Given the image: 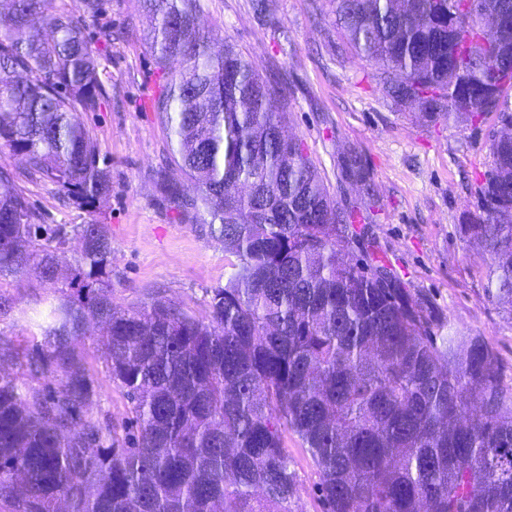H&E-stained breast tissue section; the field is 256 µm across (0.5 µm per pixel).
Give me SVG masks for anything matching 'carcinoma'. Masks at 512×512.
<instances>
[{"instance_id":"obj_1","label":"carcinoma","mask_w":512,"mask_h":512,"mask_svg":"<svg viewBox=\"0 0 512 512\" xmlns=\"http://www.w3.org/2000/svg\"><path fill=\"white\" fill-rule=\"evenodd\" d=\"M0 0V152L80 208L112 195L79 112L107 96L85 36L104 0ZM147 45L166 84L154 110L186 184L166 188L232 258L204 315L160 297L112 301L106 224H47L21 192L0 194V277L53 287L81 239L44 344L0 360L65 380L46 398L0 375V509L5 512H294L290 432L320 475L326 512H512V388L479 337L433 336L392 269L352 258L361 233L287 115L279 89L234 45L210 52L197 0H143ZM352 54L399 109L427 122L495 117L491 163L465 236L491 257L487 296L512 315V0H329ZM345 176L374 199L359 152ZM105 326L112 381L139 428L131 442L74 353L88 317Z\"/></svg>"}]
</instances>
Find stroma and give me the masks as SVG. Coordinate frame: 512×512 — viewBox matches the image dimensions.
I'll list each match as a JSON object with an SVG mask.
<instances>
[{
	"mask_svg": "<svg viewBox=\"0 0 512 512\" xmlns=\"http://www.w3.org/2000/svg\"><path fill=\"white\" fill-rule=\"evenodd\" d=\"M197 25L215 52L234 46L282 94L274 102L287 114V131L301 139L340 204L364 201L360 183L344 179L342 159L362 155L376 204L362 229L365 251L392 267L432 316L434 327L449 325L463 336H479L496 353L503 386L512 385V315L489 301V255L464 237V212L474 210L476 191L491 157L493 119L475 126L431 124L388 103L368 81V63L345 47L331 14L312 17L309 0H269L259 16L253 0H198ZM150 19L141 0H105V12L89 22L86 34L101 50L100 63L112 87L96 111L81 118L108 165L112 196L97 211L64 203L51 187L22 178L23 162L0 156V165L18 171L8 193L28 194L56 224L109 226L112 234V299L133 308L157 294L187 314L201 315L206 291L224 280V247L181 214L159 186V176L185 184L170 164V138L151 109L164 80L147 48ZM0 292L13 308L0 319V335L24 348L43 344V316L64 300V284L49 287L36 276L0 278ZM99 391L95 413L109 414L124 428L128 402L113 383L97 324L74 345ZM286 445L295 463V512H325L319 473L294 436Z\"/></svg>",
	"mask_w": 512,
	"mask_h": 512,
	"instance_id": "1",
	"label": "stroma"
}]
</instances>
